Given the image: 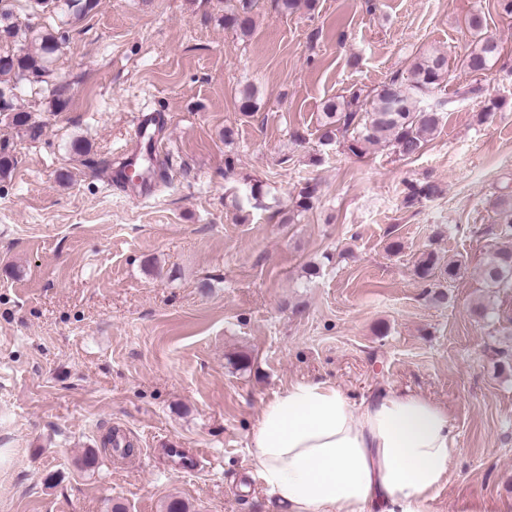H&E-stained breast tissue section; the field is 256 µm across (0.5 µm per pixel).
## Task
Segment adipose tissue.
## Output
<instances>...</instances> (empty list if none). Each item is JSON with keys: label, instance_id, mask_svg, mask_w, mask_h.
I'll use <instances>...</instances> for the list:
<instances>
[{"label": "adipose tissue", "instance_id": "ef3b65f1", "mask_svg": "<svg viewBox=\"0 0 512 512\" xmlns=\"http://www.w3.org/2000/svg\"><path fill=\"white\" fill-rule=\"evenodd\" d=\"M456 452L432 400L389 387L355 403L310 379L264 405L247 464L273 512H427Z\"/></svg>", "mask_w": 512, "mask_h": 512}]
</instances>
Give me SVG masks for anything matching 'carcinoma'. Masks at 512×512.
<instances>
[{
    "label": "carcinoma",
    "mask_w": 512,
    "mask_h": 512,
    "mask_svg": "<svg viewBox=\"0 0 512 512\" xmlns=\"http://www.w3.org/2000/svg\"><path fill=\"white\" fill-rule=\"evenodd\" d=\"M33 8L46 11L55 8L73 19H81L95 8L96 0H32ZM254 0H234L224 13V27L242 37L252 35L255 28ZM9 10L0 5V42H17L20 33L10 22ZM467 26L473 36L470 51L465 56L464 70L476 76L486 74L498 52L497 42L485 32V18L471 15ZM62 37L56 33L41 36L39 47H19L0 52V76L10 77L12 84L0 87V112H11L8 98L21 86L49 72L53 55L58 51ZM448 78V58L438 51H428L418 56L410 65L404 78H391L377 87L363 92L358 89L349 95H339L328 100L323 108L321 123L323 144L343 142L355 156L365 154L374 146H388L406 159L420 154L428 138L438 129L442 103H425V99ZM317 187L307 183L295 198L296 211L312 208ZM497 221L512 232V195L500 198L497 203ZM460 273L454 262L441 263L433 251L422 253L415 266L418 278L429 281L440 274L453 279ZM479 276L488 288H498L512 283V248H499L480 269Z\"/></svg>",
    "instance_id": "carcinoma-1"
}]
</instances>
